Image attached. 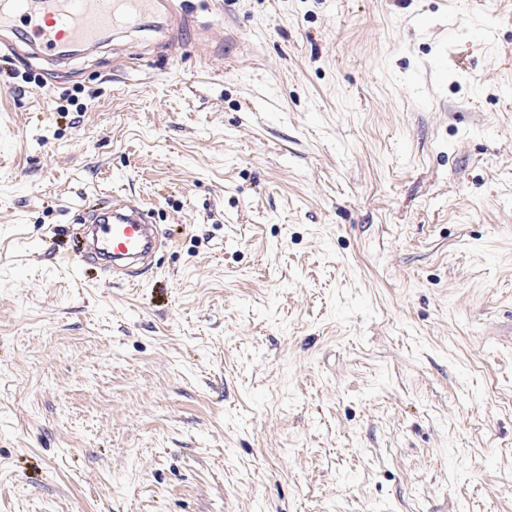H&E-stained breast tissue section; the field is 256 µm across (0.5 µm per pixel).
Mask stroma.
<instances>
[{"mask_svg":"<svg viewBox=\"0 0 512 512\" xmlns=\"http://www.w3.org/2000/svg\"><path fill=\"white\" fill-rule=\"evenodd\" d=\"M187 2L0 55V512H512V0ZM82 226L85 246L75 264L95 263L113 281L123 283L138 281L148 270L157 241L148 211L130 207L113 194L112 206L92 211Z\"/></svg>","mask_w":512,"mask_h":512,"instance_id":"1","label":"stroma"}]
</instances>
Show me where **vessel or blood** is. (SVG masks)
Returning <instances> with one entry per match:
<instances>
[{
  "instance_id": "b4317fda",
  "label": "vessel or blood",
  "mask_w": 512,
  "mask_h": 512,
  "mask_svg": "<svg viewBox=\"0 0 512 512\" xmlns=\"http://www.w3.org/2000/svg\"><path fill=\"white\" fill-rule=\"evenodd\" d=\"M149 21L167 44L181 45L193 30L184 0H0V30L14 33L32 52L64 63L98 47L116 28ZM79 263H94L116 282L133 283L145 273L157 241L148 211L113 198L111 207L84 219Z\"/></svg>"
}]
</instances>
